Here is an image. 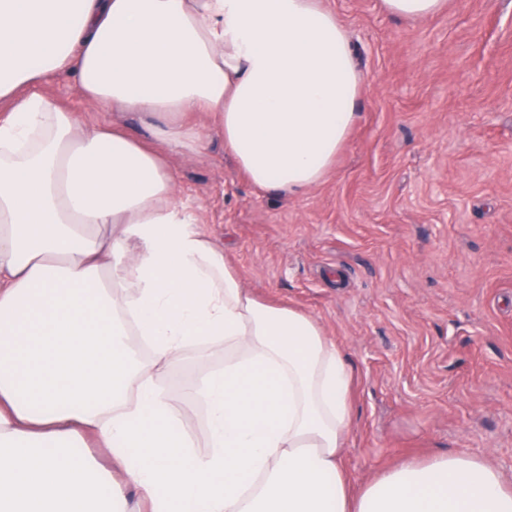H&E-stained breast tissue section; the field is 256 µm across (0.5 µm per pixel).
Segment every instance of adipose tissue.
<instances>
[{"instance_id": "ef3b65f1", "label": "adipose tissue", "mask_w": 512, "mask_h": 512, "mask_svg": "<svg viewBox=\"0 0 512 512\" xmlns=\"http://www.w3.org/2000/svg\"><path fill=\"white\" fill-rule=\"evenodd\" d=\"M58 73L148 138L86 128L41 91ZM363 92L324 0H0V512H512L465 451L352 491L350 364L314 317L242 288L175 195L171 155L215 134L256 187L320 183ZM192 343L233 351L184 388L202 455L155 376ZM88 436L134 497L73 458Z\"/></svg>"}]
</instances>
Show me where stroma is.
<instances>
[{"instance_id":"1","label":"stroma","mask_w":512,"mask_h":512,"mask_svg":"<svg viewBox=\"0 0 512 512\" xmlns=\"http://www.w3.org/2000/svg\"><path fill=\"white\" fill-rule=\"evenodd\" d=\"M368 93L336 160L299 195L252 186L212 139L175 154V192L223 247L243 288L312 315L354 371L341 462L354 488L409 457L464 450L512 483V0H447L425 20L381 0H325ZM44 92L91 126L124 121ZM193 345L157 382L206 451L183 385L223 367Z\"/></svg>"}]
</instances>
